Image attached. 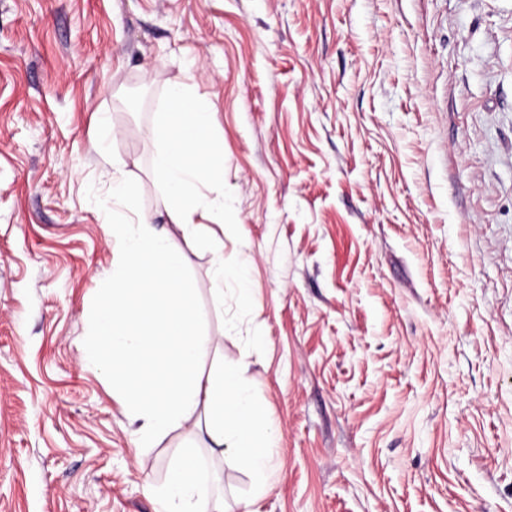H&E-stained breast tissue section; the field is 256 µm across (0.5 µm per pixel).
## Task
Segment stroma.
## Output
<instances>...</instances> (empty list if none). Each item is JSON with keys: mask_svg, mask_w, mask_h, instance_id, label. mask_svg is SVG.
Returning <instances> with one entry per match:
<instances>
[{"mask_svg": "<svg viewBox=\"0 0 512 512\" xmlns=\"http://www.w3.org/2000/svg\"><path fill=\"white\" fill-rule=\"evenodd\" d=\"M176 82L224 153L190 241L155 168ZM109 208L167 227L248 366L258 512H512V0H0V512H154L188 441L235 512L253 477L203 425L136 458L81 362ZM214 237L247 265L220 302Z\"/></svg>", "mask_w": 512, "mask_h": 512, "instance_id": "obj_1", "label": "stroma"}]
</instances>
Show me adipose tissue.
<instances>
[{"mask_svg":"<svg viewBox=\"0 0 512 512\" xmlns=\"http://www.w3.org/2000/svg\"><path fill=\"white\" fill-rule=\"evenodd\" d=\"M183 122L172 127L171 113ZM218 126L215 104L195 86L167 89L156 158L169 200L167 218L185 237L202 222L224 221V166L213 141ZM119 258L112 286L99 300L89 323L83 364L107 373L113 395L134 422L135 445L149 448L194 418H203L211 440L251 472L258 492L267 490L274 436L250 394L246 366L222 362L210 372L198 366L212 348L189 311L184 257L168 232L151 228L147 218L109 227ZM199 454L183 451L154 490L156 512H224V500L204 480L193 479Z\"/></svg>","mask_w":512,"mask_h":512,"instance_id":"obj_1","label":"adipose tissue"}]
</instances>
